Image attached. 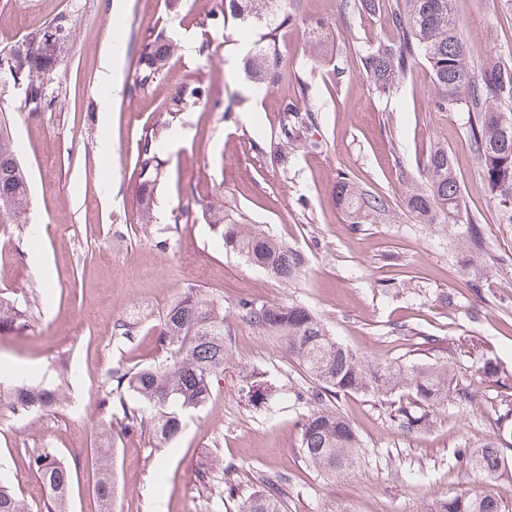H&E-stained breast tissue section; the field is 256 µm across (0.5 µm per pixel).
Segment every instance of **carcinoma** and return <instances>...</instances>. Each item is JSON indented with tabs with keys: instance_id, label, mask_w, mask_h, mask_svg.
I'll return each instance as SVG.
<instances>
[{
	"instance_id": "obj_1",
	"label": "carcinoma",
	"mask_w": 512,
	"mask_h": 512,
	"mask_svg": "<svg viewBox=\"0 0 512 512\" xmlns=\"http://www.w3.org/2000/svg\"><path fill=\"white\" fill-rule=\"evenodd\" d=\"M376 13L391 20L398 32L394 40L380 41L359 57L374 90L384 97L397 89L417 60H423L432 75L435 106L444 111L465 112L469 117L471 147L481 161L484 189L496 200L502 220L512 223V56L495 62H476L470 55L461 23L452 11V0H340V14ZM262 31L249 58L253 82L269 90L288 79L282 62L277 31L296 21L287 0H217L206 14L204 26L219 29L226 16ZM40 29L16 41L13 47L25 61L19 80L25 85L24 110L39 112L47 102L44 83L52 80V67L68 57L73 38L48 44ZM178 45L163 32L150 36L139 61L137 84L145 89L167 75ZM299 96L283 99V127L306 128L318 111L306 95V82L294 72ZM210 101L209 89L188 82L171 95L168 111L186 112ZM140 222L151 223V194L160 180L161 162L153 138L140 146ZM336 199L349 223L365 224L389 210L384 197L340 174ZM30 181L13 146L12 118L0 113V224H26L30 210ZM403 204L422 224H457L466 211L464 194L456 180L452 157L438 147L425 165V184L407 190ZM203 217L218 225L224 251L236 254L284 284L292 282L305 259L260 225L244 224L226 217L224 197L216 195L202 207ZM239 321L264 336L293 357L314 383L307 396L309 410L301 424L300 450L304 458L328 476L349 475L361 462L357 430L332 401L339 396L362 395L389 404L394 421L405 433L421 430L435 410L448 404L453 378L441 366H423L379 360L359 355L339 343L323 320L296 303L267 304L241 300ZM27 326V310L16 297L0 295V335L19 332ZM158 336L164 357L135 370L112 371L116 389L123 392L124 433L149 428L152 438L163 444L180 432L185 415L203 408L215 383L231 361L224 327V302L189 293L166 312ZM271 393L263 376L250 375L247 394L252 402H265ZM62 400L58 388L25 384L0 386V403L28 412L51 407ZM105 445L93 449L97 480L95 493L101 512H113L116 497L112 456V432L101 425ZM29 464L40 473L47 493L46 512H68L72 472L58 457L57 449L41 448L29 455ZM465 466L478 478L490 480L505 467L502 443L489 441L465 458ZM261 489L239 504L238 512H287L283 482L259 479ZM0 512H32L9 485L0 481ZM436 512H505L488 494H464L440 502Z\"/></svg>"
}]
</instances>
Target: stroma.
I'll list each match as a JSON object with an SVG mask.
<instances>
[{
	"instance_id": "stroma-1",
	"label": "stroma",
	"mask_w": 512,
	"mask_h": 512,
	"mask_svg": "<svg viewBox=\"0 0 512 512\" xmlns=\"http://www.w3.org/2000/svg\"><path fill=\"white\" fill-rule=\"evenodd\" d=\"M212 3L182 0L171 12L166 0H0V49L23 37L26 16L37 27L67 14L76 33L44 111H21L19 89L0 88V110L14 115V147L30 178L32 216L26 226L0 224V290L29 300L27 328L0 336V362L31 369L27 384H61L67 393L61 405L33 413L0 406V478L25 503L43 504L42 479L26 459L53 446L74 472L70 512H98L90 450L104 420L117 435L115 512H236L261 476L285 480L288 512H435L439 500L476 487L457 454L498 436L502 401L512 395V224L501 222L482 186L468 115L437 110L423 62L396 93L378 96L359 57L367 44L395 37L392 25L356 14L345 23L337 0H298L303 21L282 28L279 41L320 110L280 165V103L294 87L264 93L250 78L245 61L259 31L232 21L202 35ZM453 8L475 59L512 55V0H454ZM317 19L333 26L329 47L304 32V21ZM160 30L179 50L166 78L142 92L138 62ZM204 37L206 56L197 51ZM109 54L119 69L107 86L100 72ZM337 67L344 82L334 77ZM186 81L209 86L211 104L168 111ZM151 132L165 165L144 224L136 161ZM106 139L108 158L99 152ZM436 147L453 157L467 211L480 219L481 253L470 251L466 224H422L402 204L405 187L424 184ZM341 172L385 196L388 215L347 222L333 193ZM217 193L227 214L304 255L293 282L225 253L200 216L202 201ZM185 207L193 221L179 220ZM191 291L223 301L232 359L212 400L163 447L146 432L121 436L120 406L108 413L102 406L115 386L112 371L162 358L163 317ZM241 299L303 304L357 353L449 366L457 390L428 428L411 434L397 429L384 402L339 397L337 408L362 440V462L354 474L324 475L300 452L308 411L300 395L311 383L275 342L237 320ZM120 322L133 333L116 335ZM486 361L498 364L499 381L482 380ZM254 372L275 388L268 403L251 404L243 392ZM219 461L235 488L228 499L223 481L211 478Z\"/></svg>"
}]
</instances>
